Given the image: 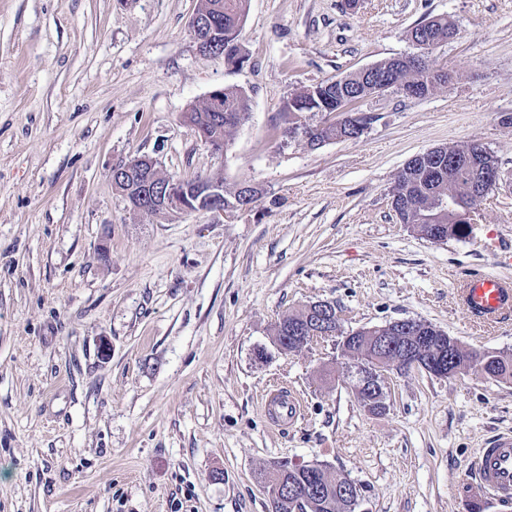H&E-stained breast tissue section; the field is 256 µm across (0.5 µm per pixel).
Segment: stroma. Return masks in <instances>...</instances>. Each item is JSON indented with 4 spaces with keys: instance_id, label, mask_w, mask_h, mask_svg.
<instances>
[{
    "instance_id": "obj_1",
    "label": "stroma",
    "mask_w": 512,
    "mask_h": 512,
    "mask_svg": "<svg viewBox=\"0 0 512 512\" xmlns=\"http://www.w3.org/2000/svg\"><path fill=\"white\" fill-rule=\"evenodd\" d=\"M198 0H0V512H271L276 463L319 461L361 488L357 512H464L476 448L512 431V383L388 373L374 415L327 338L293 353L273 328L332 302L344 331L417 319L467 349L512 353V321L473 328L454 291L512 278V0H249L237 66L200 55ZM437 15L451 81L369 97L357 140L284 141L295 92L382 59ZM250 120L212 153L181 115L217 89ZM477 142L502 182L466 235L433 242L391 207L414 155ZM247 181L228 219L130 210L114 166ZM303 399L273 425L270 388Z\"/></svg>"
}]
</instances>
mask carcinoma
Masks as SVG:
<instances>
[{
	"mask_svg": "<svg viewBox=\"0 0 512 512\" xmlns=\"http://www.w3.org/2000/svg\"><path fill=\"white\" fill-rule=\"evenodd\" d=\"M247 4L248 0H199L197 11L204 17L218 20L224 27V54L227 56L241 55L239 41ZM450 34L456 35L458 30L446 16L430 17L408 31L412 43L430 41L436 48L448 43ZM431 69L432 65L422 66L414 58L407 62L388 58L374 63L370 74L359 71L342 77V80L348 96L364 99L379 87L404 94L409 89L410 82ZM335 89L333 80L327 79L300 90L291 97V100L302 102L308 105L307 111L317 113L322 105L328 104V98L335 93ZM249 116V100L245 94L238 89L226 88L224 114L218 116L201 104L192 106L184 112L182 120L199 127L204 144L210 149L220 150L228 148L233 131L245 124ZM309 129L324 143L333 139L357 140L364 135V131L354 127L345 125L339 128L319 122L309 124ZM475 148V144L445 146L440 156L423 152L407 165V170L398 173L395 182L403 191L404 223L439 224L443 231L451 235L466 233L468 224L463 220L462 209L457 208L451 213L434 216L426 206L435 198L450 193L457 195L469 205L475 204V199L469 192V175L462 171H448V157ZM430 215L434 216V219H428ZM314 317L315 307L309 305L283 316L274 327L276 342L285 349L291 347L297 341V337L308 335L309 327L315 324ZM373 352V339L368 334H360L356 337L354 351L347 353V357L360 364H368ZM490 358L494 380L511 382L512 353L496 351ZM442 359L452 362L458 373H466L472 368L481 370L478 352H465L456 345H446ZM284 480V488L287 489L284 512H356L358 500L361 499L360 488L342 472H315L304 465L299 468L290 465ZM305 480L314 484L317 492L307 498L293 494V486Z\"/></svg>",
	"mask_w": 512,
	"mask_h": 512,
	"instance_id": "cac0c4a2",
	"label": "carcinoma"
}]
</instances>
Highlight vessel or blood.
Instances as JSON below:
<instances>
[{
  "label": "vessel or blood",
  "instance_id": "vessel-or-blood-1",
  "mask_svg": "<svg viewBox=\"0 0 512 512\" xmlns=\"http://www.w3.org/2000/svg\"><path fill=\"white\" fill-rule=\"evenodd\" d=\"M457 300L475 325L494 327L512 319V280L491 274L470 276L458 289ZM262 406L276 424L302 413L299 399L284 389L270 393ZM468 470L466 512H512V432L496 434L477 449Z\"/></svg>",
  "mask_w": 512,
  "mask_h": 512
}]
</instances>
